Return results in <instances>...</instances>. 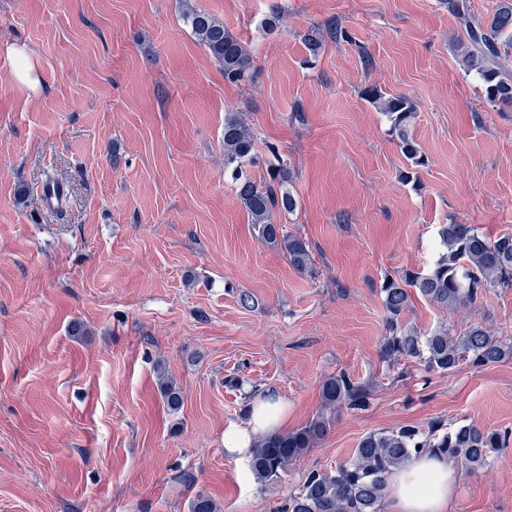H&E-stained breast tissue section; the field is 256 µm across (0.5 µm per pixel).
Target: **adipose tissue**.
Masks as SVG:
<instances>
[{
  "mask_svg": "<svg viewBox=\"0 0 512 512\" xmlns=\"http://www.w3.org/2000/svg\"><path fill=\"white\" fill-rule=\"evenodd\" d=\"M287 416L288 407L281 397L266 391L252 403L246 423L225 429V453L249 458L254 435L279 431ZM454 483L455 470L450 461L431 457L413 461L390 478L391 512H449Z\"/></svg>",
  "mask_w": 512,
  "mask_h": 512,
  "instance_id": "obj_1",
  "label": "adipose tissue"
}]
</instances>
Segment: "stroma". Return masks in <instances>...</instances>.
I'll return each mask as SVG.
<instances>
[{
    "mask_svg": "<svg viewBox=\"0 0 512 512\" xmlns=\"http://www.w3.org/2000/svg\"><path fill=\"white\" fill-rule=\"evenodd\" d=\"M187 1L245 43L249 82L225 81L182 18ZM333 22L348 40L310 57L304 32ZM463 35L448 0H0V512H191L201 494L218 512H276L368 432L512 431V358L417 366L403 381L380 355L381 284L433 265L439 225L512 233V107L489 105L460 70ZM15 46L37 90L15 80ZM370 86L416 105L426 164L410 181ZM230 109L255 132V178L268 144L287 162L298 207L280 222L308 240L315 275L262 242L238 204ZM48 172L68 189L63 210L44 205ZM404 319L512 336V288L458 312L416 295ZM341 371L370 384L369 407L332 413L281 480L258 483L225 454L254 392L277 391L293 430ZM451 512H512V447L456 471ZM158 387L161 397L171 411L180 409L183 401L182 391L177 384L158 370Z\"/></svg>",
    "mask_w": 512,
    "mask_h": 512,
    "instance_id": "1",
    "label": "stroma"
}]
</instances>
